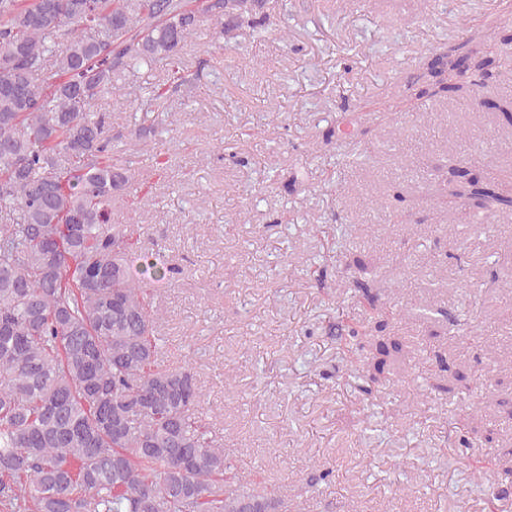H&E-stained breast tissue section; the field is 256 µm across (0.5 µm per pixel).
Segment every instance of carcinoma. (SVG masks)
Returning <instances> with one entry per match:
<instances>
[{
    "label": "carcinoma",
    "mask_w": 512,
    "mask_h": 512,
    "mask_svg": "<svg viewBox=\"0 0 512 512\" xmlns=\"http://www.w3.org/2000/svg\"><path fill=\"white\" fill-rule=\"evenodd\" d=\"M267 0H0V512H281L263 491L231 488L224 444L203 422L194 367L165 362L153 284L175 271L143 255L110 222L135 171L113 163L103 94L122 73L168 66L183 82V49L201 23L265 31ZM501 67L483 34L421 61L418 99L483 88ZM448 195L470 219L512 210V178L455 167ZM354 296L377 316L367 268ZM363 362L361 391L388 381L398 343L347 327ZM468 389L467 372L437 356ZM512 496V467L492 474Z\"/></svg>",
    "instance_id": "cac0c4a2"
}]
</instances>
